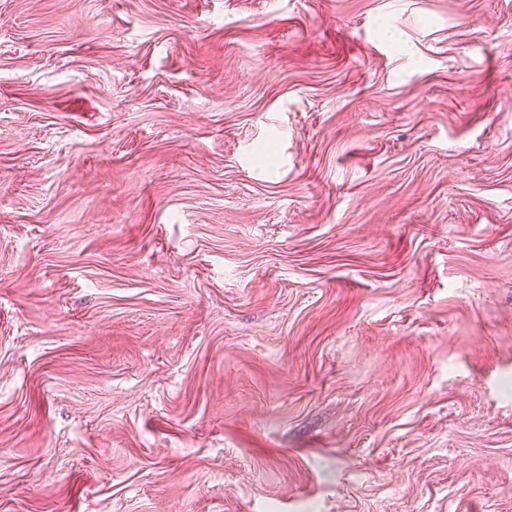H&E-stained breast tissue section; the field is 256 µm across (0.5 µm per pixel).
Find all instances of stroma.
I'll return each mask as SVG.
<instances>
[{"label": "stroma", "mask_w": 512, "mask_h": 512, "mask_svg": "<svg viewBox=\"0 0 512 512\" xmlns=\"http://www.w3.org/2000/svg\"><path fill=\"white\" fill-rule=\"evenodd\" d=\"M0 512H512V0H0Z\"/></svg>", "instance_id": "35a3bbf8"}]
</instances>
